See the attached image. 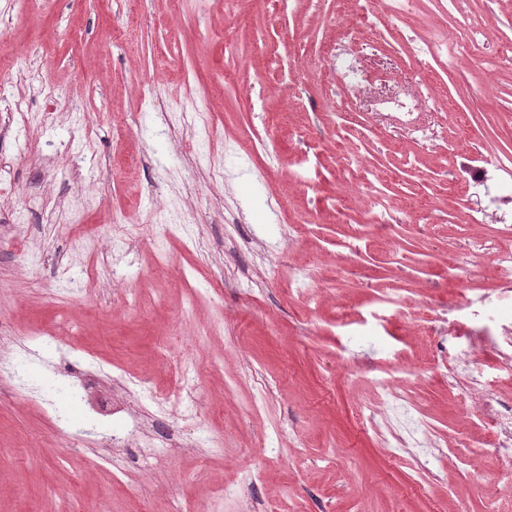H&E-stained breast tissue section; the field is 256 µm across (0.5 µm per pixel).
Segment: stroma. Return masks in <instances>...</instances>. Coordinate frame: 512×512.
I'll use <instances>...</instances> for the list:
<instances>
[{"mask_svg":"<svg viewBox=\"0 0 512 512\" xmlns=\"http://www.w3.org/2000/svg\"><path fill=\"white\" fill-rule=\"evenodd\" d=\"M461 21L485 39L435 70L426 45ZM355 23L354 0H49L37 14L0 0V337L34 395L0 387L10 454L0 512H195L203 497L214 512H512V487L485 450L483 392L461 393L446 377L484 370L495 407L512 406L495 351L512 327V279L473 254L486 241L512 250V231L483 213L485 184L502 178L495 159L512 157V0H470L463 17L453 0L383 13L382 39L405 46L364 50L365 90L337 112L325 48ZM189 86L213 106L215 142L193 136ZM51 87L74 101L46 123ZM391 92L423 98L433 146L375 106ZM16 97L29 120L12 111ZM461 113L476 139L459 136ZM340 155L379 174L378 206L364 195L340 207L352 191L336 177ZM117 211L152 225L132 251L113 245ZM374 215L386 237L371 236ZM160 247L168 270L153 280ZM458 281L466 304L450 315L469 348L442 323ZM188 293L196 305L186 312ZM342 309L356 320L345 353ZM59 330L104 370L146 379L128 402L149 417L159 413L153 391L171 381L161 348L199 364L197 434L222 438L221 453L187 439L164 471L115 482L102 455L127 415L104 413L103 428L86 430L112 388L90 379L87 398L70 400L81 378L53 367L48 336ZM394 365L409 367L404 392L432 440L398 459L383 439L400 425L374 382ZM46 403L82 434L80 451L62 448Z\"/></svg>","mask_w":512,"mask_h":512,"instance_id":"stroma-1","label":"stroma"}]
</instances>
